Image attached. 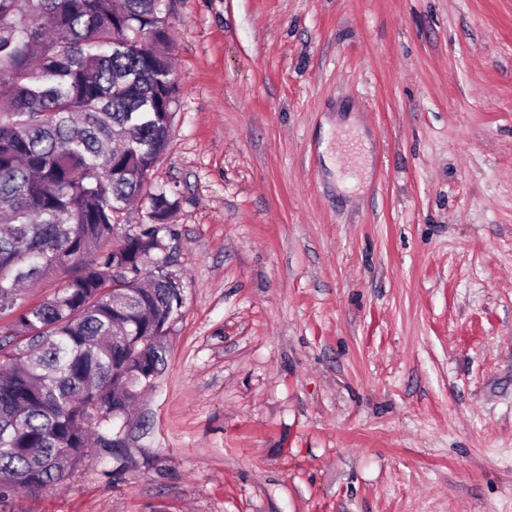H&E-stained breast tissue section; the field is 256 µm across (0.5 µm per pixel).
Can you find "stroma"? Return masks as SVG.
<instances>
[{
    "label": "stroma",
    "mask_w": 512,
    "mask_h": 512,
    "mask_svg": "<svg viewBox=\"0 0 512 512\" xmlns=\"http://www.w3.org/2000/svg\"><path fill=\"white\" fill-rule=\"evenodd\" d=\"M168 23L165 367L0 512H512V0Z\"/></svg>",
    "instance_id": "35a3bbf8"
}]
</instances>
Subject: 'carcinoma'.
<instances>
[{
    "mask_svg": "<svg viewBox=\"0 0 512 512\" xmlns=\"http://www.w3.org/2000/svg\"><path fill=\"white\" fill-rule=\"evenodd\" d=\"M169 0H0V501L60 481L97 423L127 415L165 366L183 285L160 232L174 203L150 191L178 87ZM149 202L153 224L114 238ZM81 260L53 297L21 288ZM149 203L146 199L137 200L135 203L131 204L128 209L124 212V217L120 221V226H118V234L121 235L125 230L133 229V231H138L142 227H145L146 224H151V220L148 217Z\"/></svg>",
    "mask_w": 512,
    "mask_h": 512,
    "instance_id": "obj_1",
    "label": "carcinoma"
}]
</instances>
